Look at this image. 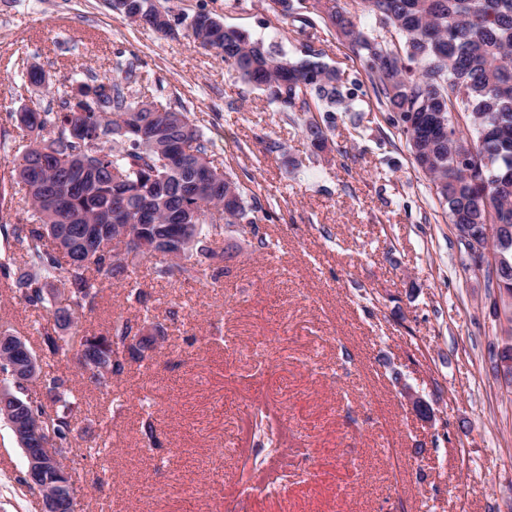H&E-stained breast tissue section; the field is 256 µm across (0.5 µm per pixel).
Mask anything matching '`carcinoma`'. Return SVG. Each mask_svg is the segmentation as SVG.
I'll list each match as a JSON object with an SVG mask.
<instances>
[{
    "label": "carcinoma",
    "instance_id": "1",
    "mask_svg": "<svg viewBox=\"0 0 512 512\" xmlns=\"http://www.w3.org/2000/svg\"><path fill=\"white\" fill-rule=\"evenodd\" d=\"M132 2L138 25L176 37L170 9L157 0ZM278 2L307 46L318 39L321 23L364 62L378 104L390 112L450 222L460 232L492 238L493 252L502 256L492 274L498 283H512V0H361V12L373 18L368 25L340 0ZM187 36L287 112L343 100L339 71L318 61L320 50L292 62L207 12L193 16ZM116 72L121 78L87 88L83 100H64L60 112L28 107L11 114L16 137L29 143L0 170V229L7 242L0 277L26 307L46 313L37 332L49 360L38 371L47 402L23 397L27 387L13 384L5 389L11 400H0V419L6 407L28 420L48 418L62 459L73 452V406L68 379L51 365L63 350L58 330L93 311L105 285L129 277V263L112 251L116 226L152 225L139 235L140 254L169 256L153 273L200 282L224 262V225L255 223V207L237 176L210 158L184 107L132 89L142 80L132 68L119 63ZM456 113L465 115L466 127L454 123ZM303 133L314 148H325L319 122L307 121ZM464 147L468 165L456 168ZM64 212L82 221L69 226ZM180 231L186 245L165 246L166 234ZM86 234L95 242L88 258L78 256L73 243ZM131 331L125 324L113 335L85 338L83 352L98 369L89 382L106 388L127 362L143 360L155 337L132 343ZM18 483L32 493L55 489L63 512H73L65 469L35 477L25 471Z\"/></svg>",
    "mask_w": 512,
    "mask_h": 512
}]
</instances>
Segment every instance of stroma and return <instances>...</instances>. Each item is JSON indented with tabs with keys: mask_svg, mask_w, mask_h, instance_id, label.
<instances>
[{
	"mask_svg": "<svg viewBox=\"0 0 512 512\" xmlns=\"http://www.w3.org/2000/svg\"><path fill=\"white\" fill-rule=\"evenodd\" d=\"M166 5L180 20L174 39L106 0H0V130L34 103L59 111L74 87L130 62L149 74L148 93L197 120L257 208L255 223L225 232L223 274L168 283L138 258L131 278L63 330L72 445L109 446L105 458L67 460L77 512H512V383L496 368L512 322L490 311L484 275L359 58L321 31L317 47L353 100L319 153L302 124L324 111H278L186 35L205 11L304 57L272 0ZM24 58L47 86L18 88ZM132 288L147 306L127 301ZM36 319L0 287V331L36 351ZM125 323L162 336L106 392L82 378L79 341ZM413 395L433 423L415 415ZM260 409L287 450L272 479L244 465ZM25 465L0 421V512H42L17 483Z\"/></svg>",
	"mask_w": 512,
	"mask_h": 512,
	"instance_id": "35a3bbf8",
	"label": "stroma"
}]
</instances>
